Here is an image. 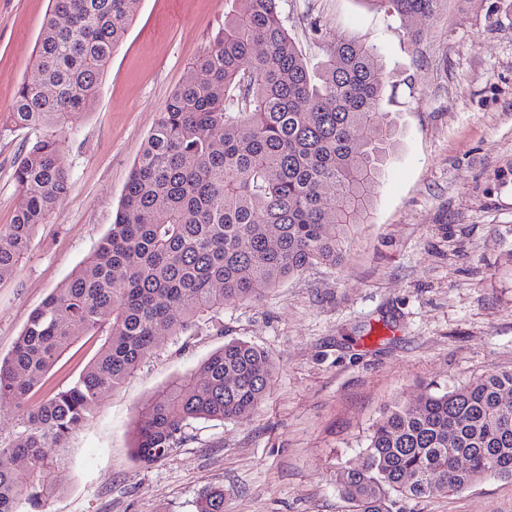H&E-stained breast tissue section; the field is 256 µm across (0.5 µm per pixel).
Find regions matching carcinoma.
<instances>
[{"label": "carcinoma", "mask_w": 512, "mask_h": 512, "mask_svg": "<svg viewBox=\"0 0 512 512\" xmlns=\"http://www.w3.org/2000/svg\"><path fill=\"white\" fill-rule=\"evenodd\" d=\"M281 0H232L224 29L159 112L108 232L62 288L36 309L0 357V403L17 409L0 458L25 461L29 482L0 466V512H42L68 440L154 352L224 306L260 299L315 264H336L342 240L373 223L397 143L382 107L390 77L376 48L338 38L315 70L292 38ZM406 23L439 0H362ZM138 0H52L39 78L19 87L0 131H27L13 166L17 203L0 230V280L27 254L69 190L59 140L100 92ZM100 347L66 388L36 402L60 357L85 338ZM265 350L231 340L195 371L151 395L131 427L133 454L166 456L195 420L244 421L269 393ZM512 370L396 402L373 425L361 463L338 487L351 512H399L403 500L512 478ZM469 457L460 469L458 455ZM198 512H224V490Z\"/></svg>", "instance_id": "1"}]
</instances>
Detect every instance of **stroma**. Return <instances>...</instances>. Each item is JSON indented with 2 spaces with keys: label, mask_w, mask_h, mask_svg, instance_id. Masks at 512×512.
Segmentation results:
<instances>
[{
  "label": "stroma",
  "mask_w": 512,
  "mask_h": 512,
  "mask_svg": "<svg viewBox=\"0 0 512 512\" xmlns=\"http://www.w3.org/2000/svg\"><path fill=\"white\" fill-rule=\"evenodd\" d=\"M310 66L333 37L375 45L392 74L383 105L399 126L374 221L351 229L336 265H314L258 301L225 306L155 354L68 442L44 512H349L337 476L360 462L374 422L397 401L512 368V0H441L411 38L362 0H283ZM49 0H0V119L34 78ZM229 0H139L101 92L62 138L70 191L25 258L0 280V357L31 312L107 233L134 160L173 90L224 25ZM322 33L313 35L310 20ZM24 132L0 135V226L16 205ZM266 350L270 392L248 421L191 422L150 464L132 453L143 400L224 342ZM85 339L44 386L67 385L94 356ZM402 512H512V479L404 501Z\"/></svg>",
  "instance_id": "35a3bbf8"
}]
</instances>
